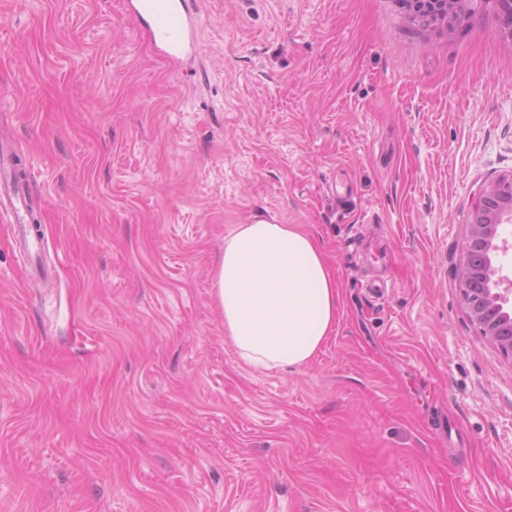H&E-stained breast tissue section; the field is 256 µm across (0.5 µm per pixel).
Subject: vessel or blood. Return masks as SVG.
I'll use <instances>...</instances> for the list:
<instances>
[{"instance_id": "obj_1", "label": "vessel or blood", "mask_w": 512, "mask_h": 512, "mask_svg": "<svg viewBox=\"0 0 512 512\" xmlns=\"http://www.w3.org/2000/svg\"><path fill=\"white\" fill-rule=\"evenodd\" d=\"M127 6L145 23L160 54L173 59L195 50L196 16L189 0H128ZM28 197V185L17 179L10 156L0 151V216L12 224L16 240L35 252L39 246L29 236Z\"/></svg>"}]
</instances>
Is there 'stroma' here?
I'll return each instance as SVG.
<instances>
[{"label":"stroma","mask_w":512,"mask_h":512,"mask_svg":"<svg viewBox=\"0 0 512 512\" xmlns=\"http://www.w3.org/2000/svg\"><path fill=\"white\" fill-rule=\"evenodd\" d=\"M198 6L163 59L125 0H0V144L50 270L0 221V512H512V358L460 291L512 178L492 0L451 36L398 0ZM258 215L339 279L295 370L246 365L213 300Z\"/></svg>","instance_id":"stroma-1"}]
</instances>
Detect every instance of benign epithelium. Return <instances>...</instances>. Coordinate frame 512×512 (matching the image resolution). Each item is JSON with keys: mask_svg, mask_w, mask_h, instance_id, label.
<instances>
[{"mask_svg": "<svg viewBox=\"0 0 512 512\" xmlns=\"http://www.w3.org/2000/svg\"><path fill=\"white\" fill-rule=\"evenodd\" d=\"M409 18L420 26L441 25L448 35L456 19L470 10L471 0H401ZM512 223V179L489 183L471 214L469 231L460 245L461 290L472 320L482 335L512 357V308L507 309L511 288L503 287L498 258L509 250L504 237Z\"/></svg>", "mask_w": 512, "mask_h": 512, "instance_id": "7a95c632", "label": "benign epithelium"}]
</instances>
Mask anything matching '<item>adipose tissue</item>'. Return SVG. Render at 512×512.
<instances>
[{"mask_svg":"<svg viewBox=\"0 0 512 512\" xmlns=\"http://www.w3.org/2000/svg\"><path fill=\"white\" fill-rule=\"evenodd\" d=\"M214 301L240 358L297 369L336 328L341 291L317 242L293 224L257 220L224 239Z\"/></svg>","mask_w":512,"mask_h":512,"instance_id":"1","label":"adipose tissue"}]
</instances>
